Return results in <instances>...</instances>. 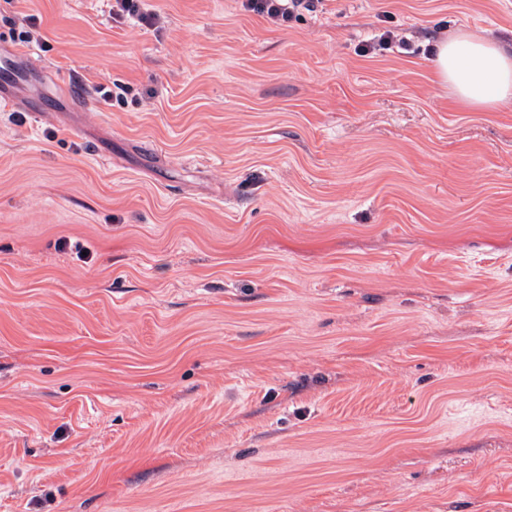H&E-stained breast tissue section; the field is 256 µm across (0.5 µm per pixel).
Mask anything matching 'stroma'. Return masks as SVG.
<instances>
[{
  "mask_svg": "<svg viewBox=\"0 0 512 512\" xmlns=\"http://www.w3.org/2000/svg\"><path fill=\"white\" fill-rule=\"evenodd\" d=\"M148 4L0 0V512H512V0ZM110 3V14L117 22L132 21L145 27H156L161 23L160 12L151 9L144 0H113ZM244 12L256 15L277 27H288L299 8L310 10L322 0H237ZM395 42L404 44L407 42V38L401 36L395 29L383 27L379 29L374 38L362 44L357 53L359 56L371 58L377 54V51L387 49L390 44ZM429 65L439 84L468 106L493 109L512 102V51L495 40L457 29L435 44Z\"/></svg>",
  "mask_w": 512,
  "mask_h": 512,
  "instance_id": "1",
  "label": "stroma"
}]
</instances>
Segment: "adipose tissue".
<instances>
[{
    "mask_svg": "<svg viewBox=\"0 0 512 512\" xmlns=\"http://www.w3.org/2000/svg\"><path fill=\"white\" fill-rule=\"evenodd\" d=\"M429 65L466 105L493 109L512 102V52L495 40L456 30L435 44Z\"/></svg>",
    "mask_w": 512,
    "mask_h": 512,
    "instance_id": "adipose-tissue-1",
    "label": "adipose tissue"
}]
</instances>
